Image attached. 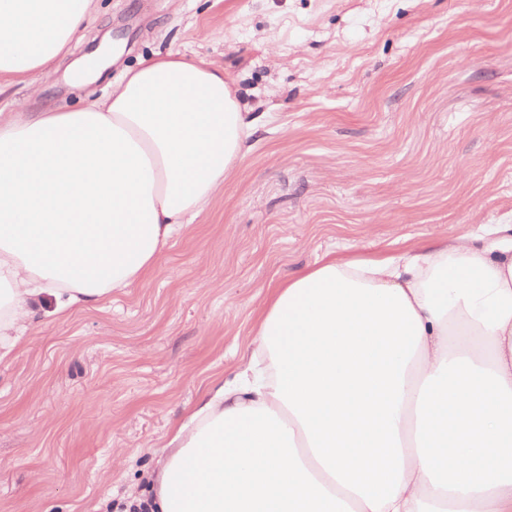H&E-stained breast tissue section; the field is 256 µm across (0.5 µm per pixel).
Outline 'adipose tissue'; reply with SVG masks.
Masks as SVG:
<instances>
[{
    "instance_id": "adipose-tissue-1",
    "label": "adipose tissue",
    "mask_w": 512,
    "mask_h": 512,
    "mask_svg": "<svg viewBox=\"0 0 512 512\" xmlns=\"http://www.w3.org/2000/svg\"><path fill=\"white\" fill-rule=\"evenodd\" d=\"M99 0H0V77L42 97ZM257 129L222 67L159 54L99 98L0 109V363L37 318L155 268ZM173 428L149 512H512V235L329 259Z\"/></svg>"
}]
</instances>
